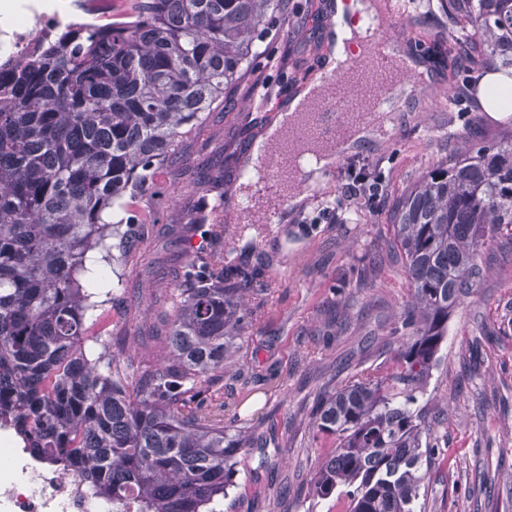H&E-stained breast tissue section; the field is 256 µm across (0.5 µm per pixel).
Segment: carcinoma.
I'll use <instances>...</instances> for the list:
<instances>
[{
	"mask_svg": "<svg viewBox=\"0 0 512 512\" xmlns=\"http://www.w3.org/2000/svg\"><path fill=\"white\" fill-rule=\"evenodd\" d=\"M280 0H135L104 31L65 33L0 74V421L29 452L138 512H224L252 431L224 425L213 398L241 377L238 340L269 257L238 245L263 224L221 223L224 248L191 254L155 364L117 336L91 359L98 307L79 276L87 254L130 260L124 219L104 213L147 185L179 140L248 67ZM452 35L509 74L512 0H448ZM394 244L407 275L408 331L386 371L326 390L308 427L331 446L310 481L337 512H417L428 471L448 460L415 408L480 274L482 249L512 227V133L426 172L397 202Z\"/></svg>",
	"mask_w": 512,
	"mask_h": 512,
	"instance_id": "cac0c4a2",
	"label": "carcinoma"
}]
</instances>
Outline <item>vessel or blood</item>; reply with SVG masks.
<instances>
[{"label": "vessel or blood", "mask_w": 512, "mask_h": 512, "mask_svg": "<svg viewBox=\"0 0 512 512\" xmlns=\"http://www.w3.org/2000/svg\"><path fill=\"white\" fill-rule=\"evenodd\" d=\"M406 76L383 39L366 44L364 57H352L329 74L319 97L289 119L269 153L263 169L265 197L283 199L304 190L298 175L306 152L347 143L382 106L385 91Z\"/></svg>", "instance_id": "obj_1"}]
</instances>
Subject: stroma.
<instances>
[{
    "label": "stroma",
    "mask_w": 512,
    "mask_h": 512,
    "mask_svg": "<svg viewBox=\"0 0 512 512\" xmlns=\"http://www.w3.org/2000/svg\"><path fill=\"white\" fill-rule=\"evenodd\" d=\"M382 32L405 45L437 74L422 94L386 117L387 135L337 156L333 169L310 175L313 191L279 208L272 232L252 246L273 256L270 291L258 320L247 323L239 357L253 380L219 391L243 405L240 419L256 436H271V460L257 466L258 448H244L224 512H336L335 498L310 492L326 451L306 426L319 393L364 369L384 366L398 346L393 330L409 300L406 275L390 244V213L401 194L463 141L512 129V114L492 119L477 98L476 78L487 63L463 61L449 34L443 0H373ZM328 19L318 0H281L268 22L261 53L226 89L222 105L205 113L174 154L136 194V216L157 221L136 231L134 261L116 267L120 280L87 321L88 333L108 340L144 336L139 359L150 361L159 343L149 334L171 312V294L184 255L211 249L193 225L202 204L243 191V162L267 134L282 105L320 72L328 50ZM269 86L256 96L257 79ZM372 162L387 195L373 212L352 208L346 223L317 221L327 197H337L351 162ZM481 277L448 321L418 407L448 450L432 468L423 512H512V232L500 231L483 251Z\"/></svg>",
    "instance_id": "35a3bbf8"
}]
</instances>
